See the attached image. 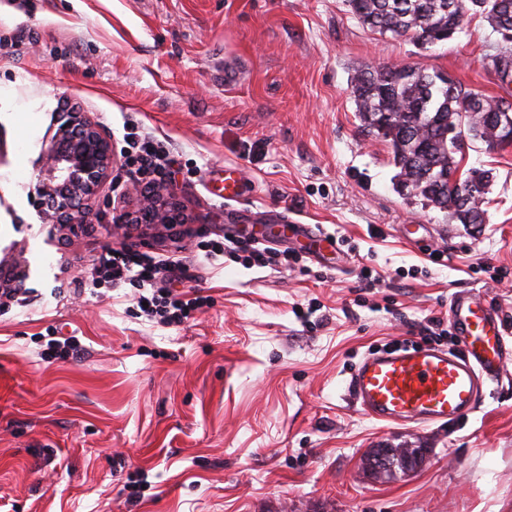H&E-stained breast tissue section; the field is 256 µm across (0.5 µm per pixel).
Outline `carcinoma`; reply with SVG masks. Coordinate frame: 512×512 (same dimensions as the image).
Returning a JSON list of instances; mask_svg holds the SVG:
<instances>
[{"label": "carcinoma", "mask_w": 512, "mask_h": 512, "mask_svg": "<svg viewBox=\"0 0 512 512\" xmlns=\"http://www.w3.org/2000/svg\"><path fill=\"white\" fill-rule=\"evenodd\" d=\"M362 28L379 35L408 37L423 45L455 38L467 15H484L492 31H512V0H346ZM501 79L512 76V42L491 60ZM351 96L362 132L389 142L396 187L416 185L418 196L461 224L484 223V210L467 206L448 189V174L460 168L464 154L448 141L464 136L490 149L499 137L494 119L512 111L504 98L488 99L438 70L409 65L358 70L350 79ZM488 188L490 171L472 167L461 184Z\"/></svg>", "instance_id": "cac0c4a2"}]
</instances>
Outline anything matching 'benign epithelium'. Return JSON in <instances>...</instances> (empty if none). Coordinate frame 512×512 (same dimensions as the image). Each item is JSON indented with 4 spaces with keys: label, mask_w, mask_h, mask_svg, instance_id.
<instances>
[{
    "label": "benign epithelium",
    "mask_w": 512,
    "mask_h": 512,
    "mask_svg": "<svg viewBox=\"0 0 512 512\" xmlns=\"http://www.w3.org/2000/svg\"><path fill=\"white\" fill-rule=\"evenodd\" d=\"M40 169L44 198L43 218L63 229L88 226L92 215L88 201L94 197L116 162L111 140L84 112H67L45 153ZM136 221L151 226L188 223L184 205L176 199L141 200ZM28 261L23 252L0 260V311L9 306L7 294L26 287ZM428 448H376L368 468L374 478L386 473H412L428 459Z\"/></svg>",
    "instance_id": "1"
}]
</instances>
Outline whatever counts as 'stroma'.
<instances>
[{
  "label": "stroma",
  "instance_id": "obj_1",
  "mask_svg": "<svg viewBox=\"0 0 512 512\" xmlns=\"http://www.w3.org/2000/svg\"><path fill=\"white\" fill-rule=\"evenodd\" d=\"M0 250H24L30 303L0 312V512H512V363L463 421L371 419L348 380L367 354L417 340L448 298L485 291L512 330V147L474 143L463 168L492 170L484 223L468 228L400 192L390 145L365 136L355 70L447 72L486 97L512 94L488 65L499 38L468 16L424 47L381 37L345 0H0ZM88 113L121 148L137 121L169 143L168 185L191 215L154 250L194 248L175 288L207 302L181 325L136 314V288L88 289L109 234L139 208L124 163L90 201L95 225L60 238L42 215V152L61 113ZM240 165L233 208L209 180ZM326 235L321 261L285 209ZM251 220L301 265L248 268L200 243ZM427 225L417 246L398 233ZM440 251L443 264L431 262ZM374 281L365 285L363 270ZM80 355L44 357L49 328ZM428 448L417 472L377 480L373 448Z\"/></svg>",
  "mask_w": 512,
  "mask_h": 512
}]
</instances>
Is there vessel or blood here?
<instances>
[{"label":"vessel or blood","mask_w":512,"mask_h":512,"mask_svg":"<svg viewBox=\"0 0 512 512\" xmlns=\"http://www.w3.org/2000/svg\"><path fill=\"white\" fill-rule=\"evenodd\" d=\"M244 181L239 166L225 165L219 198L239 201L245 195ZM448 319L458 350L404 345L362 360L348 391L367 416L428 425L462 419L481 406L484 385L499 380L512 360V333L492 299L476 289L450 296Z\"/></svg>","instance_id":"vessel-or-blood-1"}]
</instances>
